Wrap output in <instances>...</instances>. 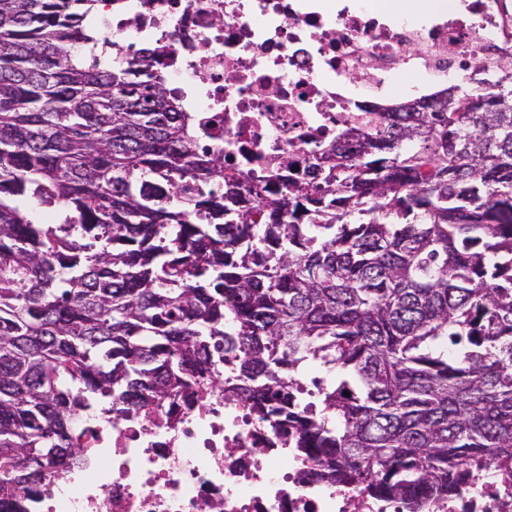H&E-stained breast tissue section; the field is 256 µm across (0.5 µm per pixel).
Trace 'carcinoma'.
I'll return each instance as SVG.
<instances>
[{
    "label": "carcinoma",
    "instance_id": "1",
    "mask_svg": "<svg viewBox=\"0 0 512 512\" xmlns=\"http://www.w3.org/2000/svg\"><path fill=\"white\" fill-rule=\"evenodd\" d=\"M99 2L0 0V500L86 460L79 413L193 378L404 512L511 467L512 81L341 121L256 229L179 92L85 24Z\"/></svg>",
    "mask_w": 512,
    "mask_h": 512
}]
</instances>
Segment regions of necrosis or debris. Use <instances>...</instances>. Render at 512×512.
Segmentation results:
<instances>
[{"mask_svg": "<svg viewBox=\"0 0 512 512\" xmlns=\"http://www.w3.org/2000/svg\"><path fill=\"white\" fill-rule=\"evenodd\" d=\"M113 60L139 58L180 90L196 145L225 171L264 186L306 177L305 159L357 123L399 81L407 98L447 81L512 78L504 0H448L430 25L387 18L366 0H101ZM481 58L474 74L468 64ZM288 167H280L281 158ZM93 455L26 500L27 512H399L394 500L315 476L283 435L221 392L179 396L135 416L90 411ZM418 512H512V473L491 467Z\"/></svg>", "mask_w": 512, "mask_h": 512, "instance_id": "obj_1", "label": "necrosis or debris"}]
</instances>
